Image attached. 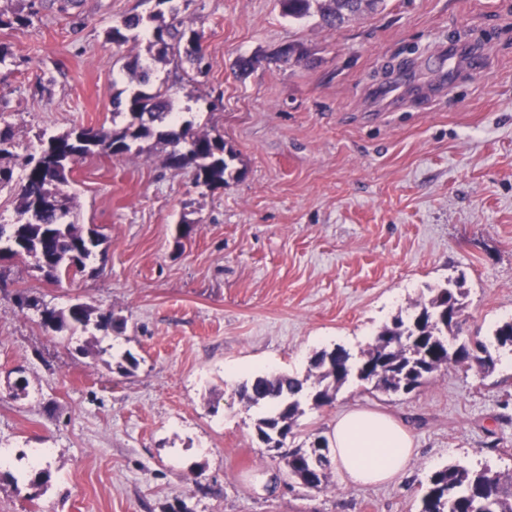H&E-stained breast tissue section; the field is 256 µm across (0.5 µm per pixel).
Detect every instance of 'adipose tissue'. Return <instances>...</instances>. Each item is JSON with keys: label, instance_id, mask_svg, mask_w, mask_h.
I'll return each instance as SVG.
<instances>
[{"label": "adipose tissue", "instance_id": "obj_1", "mask_svg": "<svg viewBox=\"0 0 512 512\" xmlns=\"http://www.w3.org/2000/svg\"><path fill=\"white\" fill-rule=\"evenodd\" d=\"M331 439L340 475L360 484L381 483L401 475L412 453V438L402 421L367 409L339 413Z\"/></svg>", "mask_w": 512, "mask_h": 512}]
</instances>
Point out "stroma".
<instances>
[{
    "instance_id": "obj_1",
    "label": "stroma",
    "mask_w": 512,
    "mask_h": 512,
    "mask_svg": "<svg viewBox=\"0 0 512 512\" xmlns=\"http://www.w3.org/2000/svg\"><path fill=\"white\" fill-rule=\"evenodd\" d=\"M155 10L0 0V128L15 143L0 158L13 171L0 224L16 219L39 133L111 127L136 64L223 137L236 172L194 187L154 139L86 159L68 187L71 221L102 237L84 273L53 282L32 258L0 262V448L49 451L41 487L0 474V512H420L436 470L512 473L507 350L487 372L448 362L409 394L355 381L330 405L305 404L288 447L329 436L351 408L408 426L411 461L380 485L345 483L334 467L325 490L297 484L239 396L267 372L304 376L321 350L359 356L451 282L466 294L457 343L512 319V0H387L336 29L284 17L278 0H189L202 75L185 54L158 60L150 29L112 43V25ZM473 41L488 75L438 93L448 46ZM291 44L306 59L273 62ZM242 57L254 61L243 75ZM22 293L55 309L84 302L125 328L47 330Z\"/></svg>"
}]
</instances>
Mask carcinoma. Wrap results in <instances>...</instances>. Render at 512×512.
Listing matches in <instances>:
<instances>
[{
  "label": "carcinoma",
  "instance_id": "obj_1",
  "mask_svg": "<svg viewBox=\"0 0 512 512\" xmlns=\"http://www.w3.org/2000/svg\"><path fill=\"white\" fill-rule=\"evenodd\" d=\"M157 2L170 4L169 20H164L160 11L151 16L159 20L153 28V46L157 47L158 56L169 50L178 53L183 44L197 71L204 72L202 33L184 24L173 0ZM278 2L282 14L290 19L300 21L317 15L322 24L337 26L332 0ZM144 25L145 19L139 15L122 19L110 30L112 42L126 43L129 32ZM151 75L150 68L141 69L138 75L141 88L130 91L123 99L113 100L112 117L123 118V124L114 121L108 129L75 126L64 134L41 140L38 154L25 158L26 176L18 219L13 224H0V242L20 246L14 254L29 256L42 249L53 253L75 250L76 260L81 264L91 257L100 245V236L92 228L85 230L66 221L69 197L64 190L73 165L88 157L98 154L121 157L137 141L155 136L170 145L165 165L174 169L192 168L195 186L211 189L226 183L225 175L234 154L225 151L221 138L196 130L192 121L167 126L166 119L172 109L170 87L164 81L153 83ZM463 297L460 288H436L412 321L406 323L397 318L392 325L384 326L375 342L362 352L358 379L370 381L376 390L410 393L451 358L457 362L472 361L486 370L494 368L495 360L483 340L464 343L452 354L448 345L437 340L458 328ZM40 316L42 326L54 332L78 327L86 330L91 326L119 333L124 328V322L115 319L112 313L96 315L91 306L80 302L59 311L43 307ZM492 343L502 349L512 348V320L496 328ZM349 360V353L341 347L322 350L314 356L303 378L266 373L243 384L239 391L247 404L264 408L254 424L256 438L266 448L270 441L278 439L276 451L282 452L288 475L309 489L325 487L327 465L312 469L308 461L315 455L328 460V440L317 434L308 437L306 446L287 450L285 445L294 436V426L303 413L305 401L322 406L336 398L352 376ZM421 512H512V474L504 476L487 467L472 470L459 465L437 470L427 480Z\"/></svg>",
  "mask_w": 512,
  "mask_h": 512
}]
</instances>
